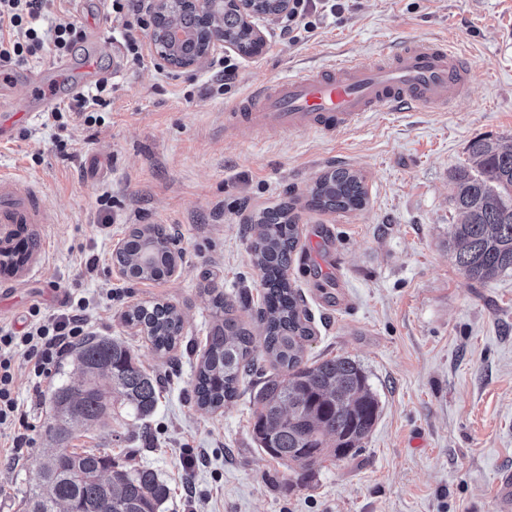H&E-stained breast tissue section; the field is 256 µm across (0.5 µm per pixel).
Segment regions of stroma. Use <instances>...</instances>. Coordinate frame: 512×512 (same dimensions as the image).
<instances>
[{
  "label": "stroma",
  "mask_w": 512,
  "mask_h": 512,
  "mask_svg": "<svg viewBox=\"0 0 512 512\" xmlns=\"http://www.w3.org/2000/svg\"><path fill=\"white\" fill-rule=\"evenodd\" d=\"M85 37L67 56L83 78L94 59L112 78V103L89 126L78 116L48 125L17 69L10 93L25 116L0 144V171L35 184L51 221L29 224L41 250L27 273L0 279V327L21 330L66 298L88 301L87 333L118 338L161 381L154 413L138 421L113 405L110 428L73 425L67 445L100 448L125 466L155 471L170 495L161 512H499L498 479L512 471V272L468 280L448 247L462 215L449 201L450 175L472 140H512V0H346L296 40L282 19L258 20L267 47L239 57L237 76L216 93L212 66L173 71L143 44L121 53V26L102 0H72ZM410 39L442 41L469 59L468 92L448 111L417 108L356 128L252 133L228 123L257 85L355 56L372 60ZM361 174L359 210L308 209L318 179L336 168ZM295 201L299 244L288 279L303 299L313 336L306 359L348 357L369 376L379 417L355 458L327 461L306 478L271 458L252 433L254 393L276 368L254 344V369L223 408L195 402V367L222 293L249 329L263 293L248 229L259 213ZM162 227L182 259L162 280H132L112 262L131 230ZM95 270H87V261ZM174 305L184 344L159 356L123 313ZM77 365L66 355L48 375L16 361L26 441L0 439V512H22L39 462L57 442L49 397Z\"/></svg>",
  "instance_id": "stroma-1"
}]
</instances>
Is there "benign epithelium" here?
Listing matches in <instances>:
<instances>
[{"mask_svg":"<svg viewBox=\"0 0 512 512\" xmlns=\"http://www.w3.org/2000/svg\"><path fill=\"white\" fill-rule=\"evenodd\" d=\"M153 19L151 41L157 60L177 70L198 69L225 49L241 51L225 35L224 14H234L250 34V55L258 56L266 41L257 18L288 13L290 0H142Z\"/></svg>","mask_w":512,"mask_h":512,"instance_id":"7a95c632","label":"benign epithelium"}]
</instances>
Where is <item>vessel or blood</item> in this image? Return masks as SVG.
<instances>
[{"label":"vessel or blood","mask_w":512,"mask_h":512,"mask_svg":"<svg viewBox=\"0 0 512 512\" xmlns=\"http://www.w3.org/2000/svg\"><path fill=\"white\" fill-rule=\"evenodd\" d=\"M466 71L454 46L414 39L375 62L341 59L256 87L235 117L259 129L345 131L409 106L447 109L464 92ZM40 213L27 181L0 172V224H26Z\"/></svg>","instance_id":"1"}]
</instances>
